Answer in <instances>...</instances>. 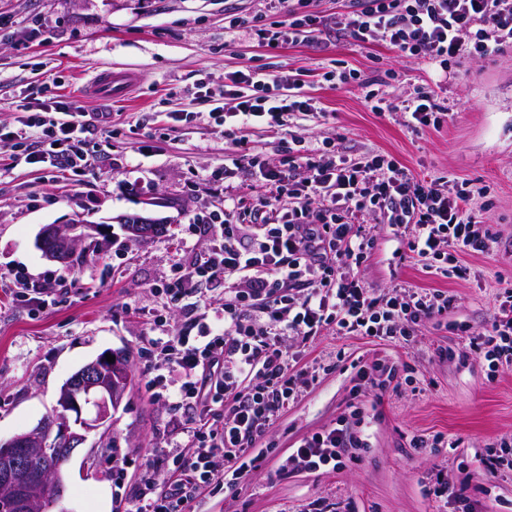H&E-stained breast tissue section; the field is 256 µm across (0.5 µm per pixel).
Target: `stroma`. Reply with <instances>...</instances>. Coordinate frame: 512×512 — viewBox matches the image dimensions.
<instances>
[{
    "instance_id": "1",
    "label": "stroma",
    "mask_w": 512,
    "mask_h": 512,
    "mask_svg": "<svg viewBox=\"0 0 512 512\" xmlns=\"http://www.w3.org/2000/svg\"><path fill=\"white\" fill-rule=\"evenodd\" d=\"M237 14L272 28L282 15L270 0H0V125L22 108H38L31 90L110 113L115 135L81 176H49L0 153V439L35 426L55 406L66 379L107 350L129 354L134 387L111 412L105 433H90L66 466L65 492L51 512H95L101 488L113 502L131 500L159 451L182 446V412L158 398L147 366L160 331L157 315L182 326L203 320L207 303L224 297L220 282L201 284V298L172 310L164 294L207 241L193 215L224 208V128L209 116L196 85L224 88V75L249 65L305 74V90L328 120L292 116L295 135L329 143L340 154L392 156L420 177L467 179L474 205L490 200L486 222L498 237L492 254L466 256L470 279L427 272L399 260L385 226L373 230L371 258L358 269L373 288H438L454 295L448 315L426 323L415 341L368 336L318 337L300 354L317 376L269 427L258 468L234 482L199 490L194 512H306L323 499L341 512H457L437 497L438 479L466 484L474 512H512V470L475 480L482 460L512 439V367L490 372L476 356L460 357L466 337L490 325L500 288L512 283V49L487 59L465 57L453 78L410 62L382 44L361 46L324 31L310 43L266 47L250 29H226ZM140 77L125 98L89 95L106 69ZM330 70L353 71L357 85L334 84ZM372 83L382 113L364 101ZM431 93L448 116L440 129L412 131L401 107L410 94ZM193 112L172 123L171 113ZM107 225L85 243L83 263L47 260L35 246L42 225L74 216ZM160 223L159 234L129 240L125 220ZM25 271L53 289L36 310L15 277ZM394 368L393 379L383 371ZM347 419L361 448L341 451L336 470L309 472L289 464L306 436ZM440 437L438 447L410 448L413 436Z\"/></svg>"
}]
</instances>
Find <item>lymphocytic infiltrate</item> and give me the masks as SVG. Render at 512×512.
<instances>
[{
	"label": "lymphocytic infiltrate",
	"mask_w": 512,
	"mask_h": 512,
	"mask_svg": "<svg viewBox=\"0 0 512 512\" xmlns=\"http://www.w3.org/2000/svg\"><path fill=\"white\" fill-rule=\"evenodd\" d=\"M315 0H273L287 20L259 30L268 46L310 42L326 21ZM343 30L363 45L385 44L403 58L447 69L465 56L486 58L512 48V0H351ZM293 71L266 73L250 66L224 76L223 116L232 149L224 157L223 212L195 217L200 235L212 236L204 261L184 267L165 294L171 306L193 296L195 284L220 280L224 300L211 323L169 326L155 346L149 373L176 374L170 392L187 414V448L172 472L149 466L126 512H192L198 491L255 468L254 447L267 428L315 378L298 348L332 332L412 341L421 327L447 314L453 296L439 289L366 284L349 268L367 261L375 246L366 220L406 236L419 259L442 275L466 278L464 253L486 255L496 238L483 212L470 206L468 181L419 178L385 155L360 161L327 154L292 135L286 118L312 104ZM289 137L287 158L246 149L243 132L255 126ZM112 136L109 113L97 121L71 101L53 100L40 111L0 128V151H24V160L72 174L94 165L93 138ZM490 367L512 366V285L503 289L489 327L466 345ZM362 441L347 425L303 439L290 460L309 471L336 468L341 450Z\"/></svg>",
	"instance_id": "obj_1"
}]
</instances>
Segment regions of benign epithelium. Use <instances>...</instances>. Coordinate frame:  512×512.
Wrapping results in <instances>:
<instances>
[{
  "mask_svg": "<svg viewBox=\"0 0 512 512\" xmlns=\"http://www.w3.org/2000/svg\"><path fill=\"white\" fill-rule=\"evenodd\" d=\"M92 229L77 221L45 224L36 247L52 262L73 264ZM129 379V364L110 363L102 353L64 382L54 416L0 441V492L10 497L13 512H35L46 502L53 506L62 500L65 464L88 434L106 425Z\"/></svg>",
  "mask_w": 512,
  "mask_h": 512,
  "instance_id": "benign-epithelium-1",
  "label": "benign epithelium"
}]
</instances>
